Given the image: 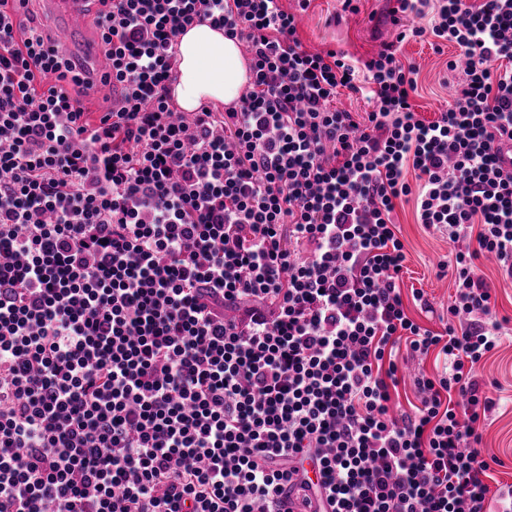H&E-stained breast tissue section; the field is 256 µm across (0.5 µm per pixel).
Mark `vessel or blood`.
Masks as SVG:
<instances>
[{"label": "vessel or blood", "mask_w": 512, "mask_h": 512, "mask_svg": "<svg viewBox=\"0 0 512 512\" xmlns=\"http://www.w3.org/2000/svg\"><path fill=\"white\" fill-rule=\"evenodd\" d=\"M48 24L47 34L56 50L85 61L93 71L94 90L107 87L111 72L99 65L97 42L86 32L88 23L84 0H40Z\"/></svg>", "instance_id": "b4317fda"}]
</instances>
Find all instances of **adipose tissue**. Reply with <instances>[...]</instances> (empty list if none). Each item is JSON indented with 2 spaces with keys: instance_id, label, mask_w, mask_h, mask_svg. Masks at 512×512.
Wrapping results in <instances>:
<instances>
[{
  "instance_id": "1",
  "label": "adipose tissue",
  "mask_w": 512,
  "mask_h": 512,
  "mask_svg": "<svg viewBox=\"0 0 512 512\" xmlns=\"http://www.w3.org/2000/svg\"><path fill=\"white\" fill-rule=\"evenodd\" d=\"M178 79L174 87L180 108L209 100L235 103L249 80V69L235 40L201 23L180 35Z\"/></svg>"
}]
</instances>
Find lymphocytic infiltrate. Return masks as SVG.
Masks as SVG:
<instances>
[{"label":"lymphocytic infiltrate","instance_id":"lymphocytic-infiltrate-1","mask_svg":"<svg viewBox=\"0 0 512 512\" xmlns=\"http://www.w3.org/2000/svg\"><path fill=\"white\" fill-rule=\"evenodd\" d=\"M31 2L0 0V512H512L477 375L500 342L477 262L512 278V0H395L360 65L305 49L282 0H91L118 93L95 123ZM202 22L251 79L187 114L172 71ZM411 38L458 51L433 121ZM409 196L454 245L462 330L404 308ZM404 338L446 366L394 413Z\"/></svg>","mask_w":512,"mask_h":512}]
</instances>
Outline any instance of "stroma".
Segmentation results:
<instances>
[{
	"instance_id": "35a3bbf8",
	"label": "stroma",
	"mask_w": 512,
	"mask_h": 512,
	"mask_svg": "<svg viewBox=\"0 0 512 512\" xmlns=\"http://www.w3.org/2000/svg\"><path fill=\"white\" fill-rule=\"evenodd\" d=\"M286 10L300 12L297 36L309 50L336 49L357 61L371 58L382 42L390 40L393 25L390 21V0H357V12H342L339 0H311L307 9H300L297 0H283ZM454 47L436 52L428 43L410 40L399 50L402 61L418 69L412 104L427 120L434 119L448 102V87L444 79ZM396 233L405 245L406 260L399 282L403 302L411 317L423 326L440 332L448 323V306L455 288L452 278L437 275L438 264L450 261L453 245L447 233L419 224L413 201L400 200L392 214ZM481 274L496 294L495 317L501 322L498 347L484 358L478 368L481 388L496 400L497 406L481 425L482 453L497 457L498 465L490 472V486L512 483V279L505 277L496 263L486 261ZM423 291L429 309H421L413 291ZM406 371L394 400L403 410H410L418 399L414 376L440 373L443 359L428 355L410 359L400 355Z\"/></svg>"
}]
</instances>
